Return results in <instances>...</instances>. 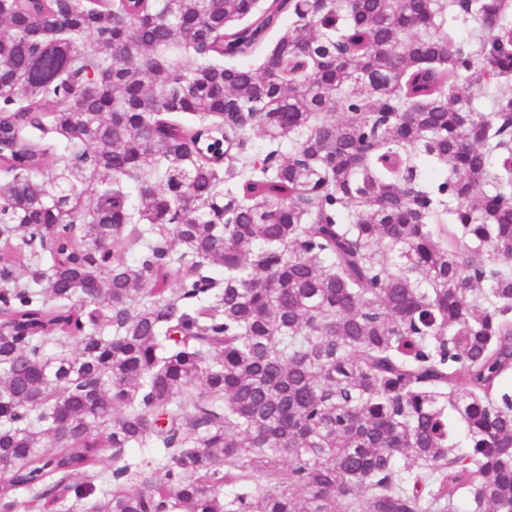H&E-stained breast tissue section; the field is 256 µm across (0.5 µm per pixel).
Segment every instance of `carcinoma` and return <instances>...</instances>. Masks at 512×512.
<instances>
[{"mask_svg":"<svg viewBox=\"0 0 512 512\" xmlns=\"http://www.w3.org/2000/svg\"><path fill=\"white\" fill-rule=\"evenodd\" d=\"M510 74L512 0H8L0 512H512Z\"/></svg>","mask_w":512,"mask_h":512,"instance_id":"cac0c4a2","label":"carcinoma"}]
</instances>
